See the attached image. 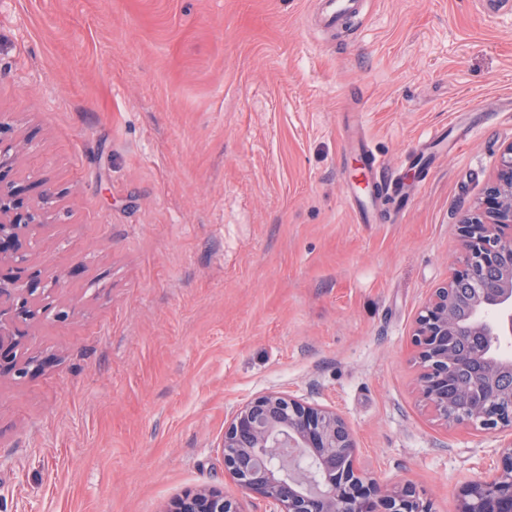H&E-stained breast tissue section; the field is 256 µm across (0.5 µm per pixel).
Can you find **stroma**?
<instances>
[{"instance_id": "1", "label": "stroma", "mask_w": 512, "mask_h": 512, "mask_svg": "<svg viewBox=\"0 0 512 512\" xmlns=\"http://www.w3.org/2000/svg\"><path fill=\"white\" fill-rule=\"evenodd\" d=\"M0 0V115L57 195L29 259L71 271L65 323L0 383V512H164L224 472L232 413L278 391L343 415L357 464L431 512L512 433L442 425L413 321L459 268L460 214L512 141V10L365 0ZM410 194L360 223L352 124ZM468 139L414 171L438 130ZM359 0H325L324 7L316 15L315 25L325 30L336 28L344 19L360 13Z\"/></svg>"}]
</instances>
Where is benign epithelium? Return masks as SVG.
Segmentation results:
<instances>
[{
	"label": "benign epithelium",
	"mask_w": 512,
	"mask_h": 512,
	"mask_svg": "<svg viewBox=\"0 0 512 512\" xmlns=\"http://www.w3.org/2000/svg\"><path fill=\"white\" fill-rule=\"evenodd\" d=\"M31 148L0 117V382L47 364L27 344L44 319L66 322L59 301L67 275L33 270L28 256L48 223L54 194L26 197L16 180ZM462 268L434 289L417 315L412 344L422 401L447 426L512 430V358L497 352L512 335V141L499 154L485 197L459 222ZM498 467L472 483L460 512H512V441L494 449ZM224 472L265 502L267 512H431L416 489L393 490L356 467L357 446L339 413L269 391L235 411L224 429ZM163 512H244L208 487L187 491Z\"/></svg>",
	"instance_id": "1"
}]
</instances>
